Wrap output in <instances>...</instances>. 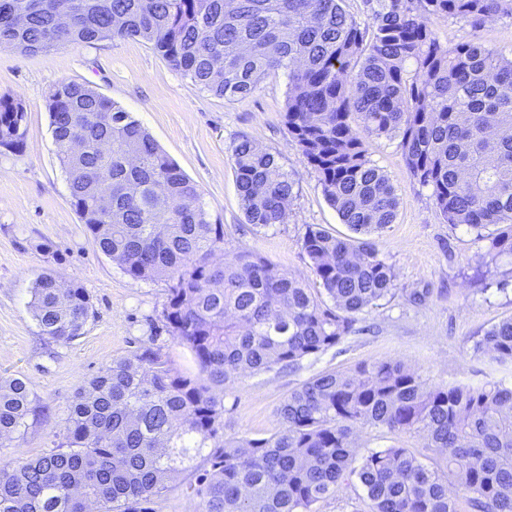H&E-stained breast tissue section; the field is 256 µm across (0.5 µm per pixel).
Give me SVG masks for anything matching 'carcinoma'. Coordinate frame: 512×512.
Returning <instances> with one entry per match:
<instances>
[{
  "mask_svg": "<svg viewBox=\"0 0 512 512\" xmlns=\"http://www.w3.org/2000/svg\"><path fill=\"white\" fill-rule=\"evenodd\" d=\"M340 2L0 0V48L23 56L138 39L228 100L288 72V131L355 233L306 225L312 283L248 249L215 264L224 225L211 222L197 184L110 99L76 82L54 86L56 155L93 246L130 278L167 283L164 326L201 377L175 371L151 345L112 361L76 391L56 449L0 459V512H149L176 472L190 474L201 512H317L357 486L367 512H460L462 501L471 512H512V389L494 383L440 385L398 361L365 362L304 381L268 436L224 434L226 384L339 345L396 290L372 236L395 223L398 198L365 139L399 140L410 177L431 188L446 223L474 232L483 259L512 256V59L476 36L450 47L431 23L462 20L477 32L512 18V0H370L369 37ZM25 114L0 99V146L20 142ZM231 160L246 222L285 223L296 181L280 154L241 137ZM31 294L42 335L67 344L81 334L84 288L44 273ZM474 350L512 361V318ZM35 402L22 379L0 380V439L26 429ZM360 424L420 433L433 456L396 446L360 456Z\"/></svg>",
  "mask_w": 512,
  "mask_h": 512,
  "instance_id": "obj_1",
  "label": "carcinoma"
}]
</instances>
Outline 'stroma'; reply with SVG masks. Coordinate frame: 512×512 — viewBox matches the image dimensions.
I'll return each instance as SVG.
<instances>
[{"instance_id": "stroma-1", "label": "stroma", "mask_w": 512, "mask_h": 512, "mask_svg": "<svg viewBox=\"0 0 512 512\" xmlns=\"http://www.w3.org/2000/svg\"><path fill=\"white\" fill-rule=\"evenodd\" d=\"M63 81L88 85L148 130L198 185L212 222L224 227L226 249L252 250L307 279L301 248L306 225L349 233L288 132L286 72L269 74L247 98L233 101L201 90L136 39L68 44L29 56L0 49V98L26 110L19 146L0 147V379L22 378L38 403L25 433L0 441V456L7 459H34L55 448L83 381L149 342L179 372L200 374L193 353L165 330V282L131 279L95 251L71 204L46 108L50 90ZM242 137L280 153L294 173L296 195L285 223H246L230 158L232 143ZM368 149L399 199L395 223L375 239L380 257L395 269V295L364 314L362 332L304 359L298 369L240 377L224 392L225 433L273 432L275 411L289 392L319 372L362 362L400 361L437 384L512 387V362L473 350L477 336L512 317V257L485 263L470 230L444 222L430 188L409 177L398 140L374 139ZM45 272L78 282L91 299L92 318L67 345L41 335L29 309L32 285ZM358 443L363 454L390 446L426 453L420 435L371 426L359 428Z\"/></svg>"}]
</instances>
